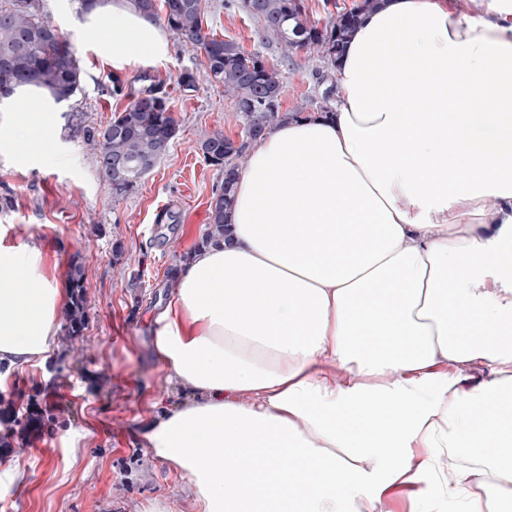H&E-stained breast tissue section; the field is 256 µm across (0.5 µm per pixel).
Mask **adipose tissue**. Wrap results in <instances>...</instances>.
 <instances>
[{
	"label": "adipose tissue",
	"instance_id": "ef3b65f1",
	"mask_svg": "<svg viewBox=\"0 0 512 512\" xmlns=\"http://www.w3.org/2000/svg\"><path fill=\"white\" fill-rule=\"evenodd\" d=\"M113 66L167 30L124 0L84 16ZM329 113L248 151L231 232L183 266L155 354L191 402L144 432L196 512H500L512 481V0H379L335 69ZM0 147L55 138L19 89ZM38 240L0 236V368L44 364L67 292ZM374 341L357 340L361 323ZM490 365L466 386L459 373ZM273 453L262 471L249 458Z\"/></svg>",
	"mask_w": 512,
	"mask_h": 512
}]
</instances>
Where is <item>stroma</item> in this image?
<instances>
[{"label":"stroma","mask_w":512,"mask_h":512,"mask_svg":"<svg viewBox=\"0 0 512 512\" xmlns=\"http://www.w3.org/2000/svg\"><path fill=\"white\" fill-rule=\"evenodd\" d=\"M76 4L38 0L41 14L73 45L83 84L56 108L51 161L0 149V233L14 245L39 236L58 262L59 279L70 264H81L89 306L80 354L58 339L44 367L14 371L0 389L19 417L0 463L18 462L25 474L0 491V512H143L153 500L166 501L170 512H196L192 489L141 438L164 409L190 398L167 381L155 355L154 318L171 293L168 272L193 254L223 179L200 145L216 133L240 136L243 120L221 86H180L182 73L203 71L200 49L174 40L163 62L114 70L98 57ZM207 5L214 33L280 70L282 111L323 105L335 85L327 60L303 49L283 59L241 0ZM114 74L123 93L113 91ZM153 85L171 98L178 133L157 167L118 201L87 135L124 107L126 92Z\"/></svg>","instance_id":"obj_1"}]
</instances>
